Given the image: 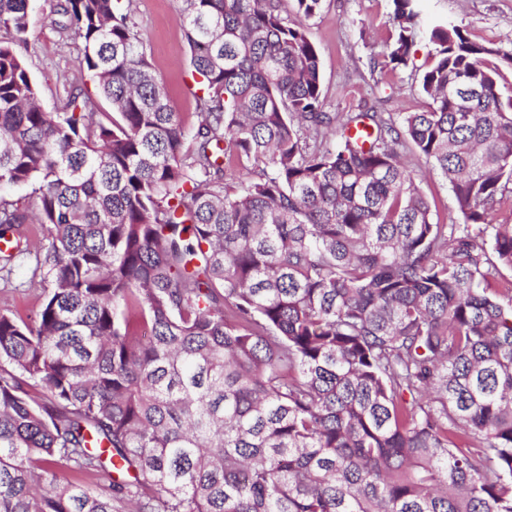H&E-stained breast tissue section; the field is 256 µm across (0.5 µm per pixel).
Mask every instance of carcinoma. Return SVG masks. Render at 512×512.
Listing matches in <instances>:
<instances>
[{
    "label": "carcinoma",
    "instance_id": "1",
    "mask_svg": "<svg viewBox=\"0 0 512 512\" xmlns=\"http://www.w3.org/2000/svg\"><path fill=\"white\" fill-rule=\"evenodd\" d=\"M181 2L192 128L121 0L53 4L112 111H44L0 0V187L36 198L0 238L48 240L37 318L0 313V512H512V50L437 23L426 110L329 112L323 0ZM388 3L405 69L417 0ZM403 159L406 165L413 170L423 191L430 199L434 198L435 206L432 205L433 222L460 224L461 217L456 210L448 182L418 152L407 149L404 152Z\"/></svg>",
    "mask_w": 512,
    "mask_h": 512
}]
</instances>
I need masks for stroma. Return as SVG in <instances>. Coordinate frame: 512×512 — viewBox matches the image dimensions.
I'll use <instances>...</instances> for the list:
<instances>
[{"label":"stroma","instance_id":"35a3bbf8","mask_svg":"<svg viewBox=\"0 0 512 512\" xmlns=\"http://www.w3.org/2000/svg\"><path fill=\"white\" fill-rule=\"evenodd\" d=\"M51 0H30L29 69L38 84L41 105L59 111L67 90L88 82L80 43L63 29L51 11ZM179 0H133L132 16L157 73L163 78L171 104L186 125L197 123V101L188 68V48L180 23ZM425 20L458 25L476 42H505L512 36V0H421ZM309 37L322 63L327 107L332 112H356L373 105L383 112H420L430 100L417 80L434 52L427 38L417 39L408 70L375 67L392 30L388 0H324L322 10L307 20ZM423 191L434 199V222L460 223L461 217L446 180L413 150L404 153ZM43 302L41 275L34 262L18 259L9 277L0 276V312L23 321L34 320Z\"/></svg>","mask_w":512,"mask_h":512}]
</instances>
